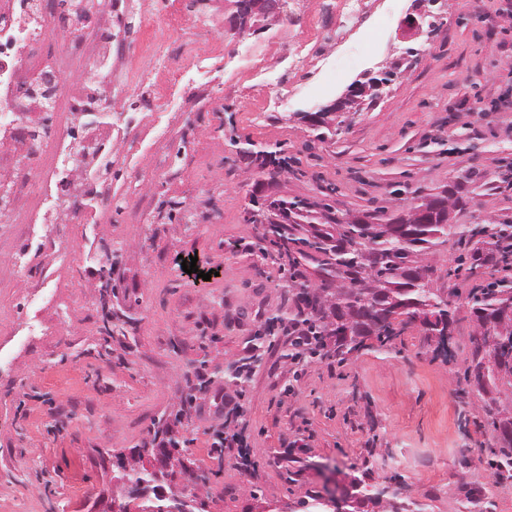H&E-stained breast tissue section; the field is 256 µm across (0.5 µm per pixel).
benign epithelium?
Here are the masks:
<instances>
[{
	"mask_svg": "<svg viewBox=\"0 0 512 512\" xmlns=\"http://www.w3.org/2000/svg\"><path fill=\"white\" fill-rule=\"evenodd\" d=\"M419 8L407 20L415 36L430 34L443 19L446 0H415ZM230 28L240 36L257 35L278 21L283 3L281 0H235L228 4ZM398 67L387 62L370 69L355 79L334 101L314 111L302 113L307 124L332 128L338 125L340 115L359 112L369 100L383 94L397 78Z\"/></svg>",
	"mask_w": 512,
	"mask_h": 512,
	"instance_id": "benign-epithelium-1",
	"label": "benign epithelium"
}]
</instances>
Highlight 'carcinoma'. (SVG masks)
I'll return each mask as SVG.
<instances>
[{"instance_id":"carcinoma-1","label":"carcinoma","mask_w":512,"mask_h":512,"mask_svg":"<svg viewBox=\"0 0 512 512\" xmlns=\"http://www.w3.org/2000/svg\"><path fill=\"white\" fill-rule=\"evenodd\" d=\"M260 167L268 169L270 178L288 166V158L277 150L255 152ZM463 182L448 185L446 201L462 211L475 204L476 190L488 185L485 175L476 168L463 170ZM281 220L288 251L261 235L259 249L277 261L281 272L279 288L292 297L293 306L269 318L267 333L281 323L296 326L295 338L287 358L291 362L306 359L342 364L367 350H389L416 323L424 332L427 347L444 331H455L448 292L434 287L436 257L448 244V237H458L462 245L457 264L469 269H491L497 276L470 289L465 302L470 306L479 329L493 325L492 343L480 347L469 342L463 372L466 381H475L478 390L490 393L500 385L512 388V220L489 221L474 228L448 223L446 209L435 212L429 222H418L412 210L418 203L388 211L376 208L361 216L341 215L330 204L294 197L274 199L264 205ZM349 312H364L369 317H383L393 309H405L407 320L398 328H388L369 340L367 335L347 339L331 329L336 304ZM492 397L483 408V426L491 431L495 447L490 449L488 464L503 482L512 481V421L504 425L497 417ZM116 467L130 482V494L142 500L141 512H195L194 499L187 497L162 506L147 495L154 475L130 466L120 457ZM365 481L348 477L343 490L344 503L350 512H425L413 500L397 503L375 496ZM467 512H492L494 503L481 486L465 494ZM305 512H329L336 499L321 494L300 500Z\"/></svg>"}]
</instances>
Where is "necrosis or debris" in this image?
<instances>
[{
  "label": "necrosis or debris",
  "instance_id": "4bbe7bcc",
  "mask_svg": "<svg viewBox=\"0 0 512 512\" xmlns=\"http://www.w3.org/2000/svg\"><path fill=\"white\" fill-rule=\"evenodd\" d=\"M376 0H308L288 13L282 26L291 35L293 64L318 65L352 31L375 26ZM52 0H0V222L11 225L12 264L22 269L31 247L27 240L46 218L47 197H54L62 224L107 223L115 203L112 184L102 176L101 160L111 159L117 139L154 134V115L168 111L178 87L204 88L205 64L180 67L197 53L195 43L175 39L177 26L196 18L189 0H171L163 27L156 29L140 60L124 65L113 34L125 19L121 0L108 14L85 19L73 10L59 15L61 49L44 53L36 35ZM211 58L224 61L230 78H262L266 50H227L214 42ZM95 60L90 83H66L67 73ZM139 90L142 109L123 113L114 131L112 113L120 111L118 88ZM121 112V111H120Z\"/></svg>",
  "mask_w": 512,
  "mask_h": 512
}]
</instances>
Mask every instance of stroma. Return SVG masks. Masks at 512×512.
<instances>
[{
	"label": "stroma",
	"mask_w": 512,
	"mask_h": 512,
	"mask_svg": "<svg viewBox=\"0 0 512 512\" xmlns=\"http://www.w3.org/2000/svg\"><path fill=\"white\" fill-rule=\"evenodd\" d=\"M412 6L386 0L390 21L375 52L342 53L332 88L297 94L289 111H264L275 86L243 77L230 92L214 82L189 116H171L161 143L130 140L114 156L121 206L111 223L56 225L66 249L0 283V512H110L125 500L114 456L148 444L176 416L186 451L163 488L197 495L203 512H283L307 493L342 489L349 473L373 486L394 482L426 512H464L473 483L492 494L494 512H512V484L495 482L486 464L490 431L459 418L475 332L464 302L455 304L457 356L448 364L425 348L417 325L392 353L299 371L283 357L286 331L258 341L289 303L277 264L254 247L260 225L244 220L252 196L322 199L360 215L396 209L468 167L494 181L512 166V0H448L443 23L415 39L403 27ZM226 17L213 0L182 35L238 46ZM410 47L418 56H407ZM391 61L402 78L338 134L312 140L296 112ZM233 134L279 144L287 174L270 182L230 145ZM170 198L192 222L168 217L161 202ZM489 218L512 220V191H485L453 215L466 226ZM180 255L196 258L200 276L183 272ZM107 264L109 290L100 278ZM110 313L124 323L111 337ZM246 361L245 382L225 377ZM221 393L241 396L235 429L245 449L212 446Z\"/></svg>",
	"instance_id": "stroma-1"
}]
</instances>
